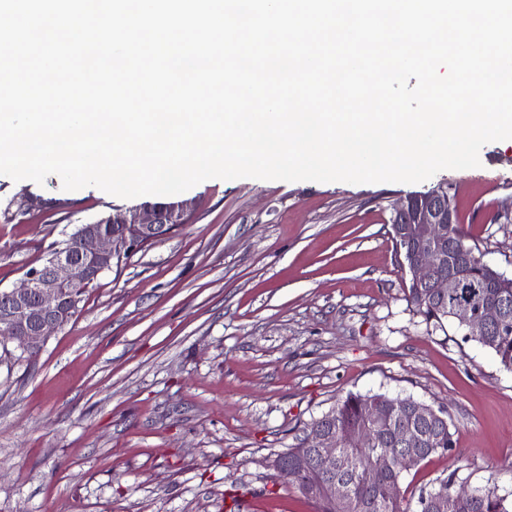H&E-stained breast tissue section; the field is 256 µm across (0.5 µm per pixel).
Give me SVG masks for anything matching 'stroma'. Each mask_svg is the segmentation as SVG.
<instances>
[{
    "label": "stroma",
    "mask_w": 512,
    "mask_h": 512,
    "mask_svg": "<svg viewBox=\"0 0 512 512\" xmlns=\"http://www.w3.org/2000/svg\"><path fill=\"white\" fill-rule=\"evenodd\" d=\"M419 183L209 179L188 224L104 273L32 362L0 363V512H313L269 467L347 392L447 409L455 448L400 495L456 474L512 502V372L408 301L392 228L448 188L468 242L512 277V142ZM36 198L25 213L18 204ZM0 175V289L81 224L155 204Z\"/></svg>",
    "instance_id": "1"
}]
</instances>
